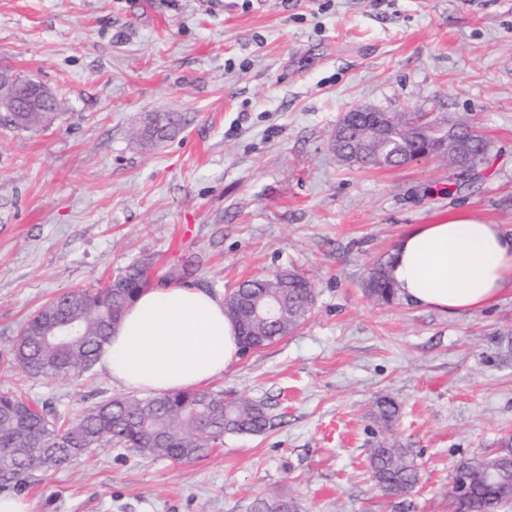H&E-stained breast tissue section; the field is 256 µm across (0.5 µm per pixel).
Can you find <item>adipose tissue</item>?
Listing matches in <instances>:
<instances>
[{
    "mask_svg": "<svg viewBox=\"0 0 512 512\" xmlns=\"http://www.w3.org/2000/svg\"><path fill=\"white\" fill-rule=\"evenodd\" d=\"M388 276L411 306L450 316L482 310L512 290V229L449 212L399 239ZM240 353L219 299L168 285L145 291L127 309L99 364L123 389L163 393L222 378Z\"/></svg>",
    "mask_w": 512,
    "mask_h": 512,
    "instance_id": "adipose-tissue-1",
    "label": "adipose tissue"
}]
</instances>
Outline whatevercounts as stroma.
Returning a JSON list of instances; mask_svg holds the SVG:
<instances>
[{
    "mask_svg": "<svg viewBox=\"0 0 512 512\" xmlns=\"http://www.w3.org/2000/svg\"><path fill=\"white\" fill-rule=\"evenodd\" d=\"M223 2L0 0V70L61 103L50 126H0V391L61 423L122 395L97 366L29 376L12 347L41 305L140 261L186 265L184 285L219 298L284 270L315 293L294 332L210 384L264 404V432L188 463L99 448L18 493L33 512H249L275 495L304 512H455L457 465L512 449V291L448 317L366 283L449 208L512 227V0ZM359 104L437 112L491 147L470 171L350 167L330 143ZM149 112L189 121L146 151L133 132ZM381 397L420 474L393 499L369 466Z\"/></svg>",
    "mask_w": 512,
    "mask_h": 512,
    "instance_id": "35a3bbf8",
    "label": "stroma"
}]
</instances>
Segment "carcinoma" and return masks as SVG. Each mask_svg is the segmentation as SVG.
<instances>
[{
    "label": "carcinoma",
    "mask_w": 512,
    "mask_h": 512,
    "mask_svg": "<svg viewBox=\"0 0 512 512\" xmlns=\"http://www.w3.org/2000/svg\"><path fill=\"white\" fill-rule=\"evenodd\" d=\"M185 124L172 113L167 127L145 123L137 138L146 145L166 141ZM149 262L129 266L104 288L66 293L42 305L23 325L13 345V358L27 374L63 378L89 370L109 340L110 330L140 293L149 287L140 270ZM369 294L383 302L395 298L386 265L375 269ZM283 293L288 305L277 322L253 318L254 305L269 294ZM314 303L310 282L297 272L288 281L278 275L240 282L224 299V312L234 321L242 350L266 346L305 320ZM78 325L82 339L63 346L51 339L61 323ZM398 405L385 397L374 403L372 417L389 425ZM269 417L264 405L234 399L224 402L222 390H190L155 396L123 395L96 403L72 422L58 426L50 411L17 392L0 393V490L20 485L39 473L115 445L141 456L188 462L207 456L224 442V433L258 434ZM369 465L382 495L393 498L410 491L419 480L409 450L380 444L370 449ZM452 481L467 483L456 512H512V450L488 461L473 457L455 470ZM250 512H300L290 496L256 498Z\"/></svg>",
    "instance_id": "carcinoma-1"
}]
</instances>
